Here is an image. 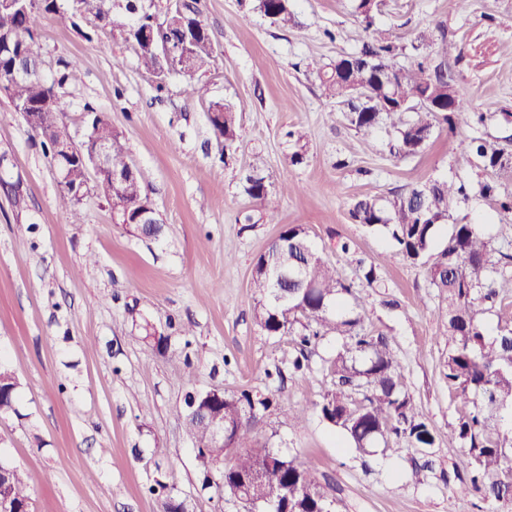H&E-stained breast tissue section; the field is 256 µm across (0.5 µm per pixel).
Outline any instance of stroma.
<instances>
[{
  "label": "stroma",
  "instance_id": "obj_1",
  "mask_svg": "<svg viewBox=\"0 0 512 512\" xmlns=\"http://www.w3.org/2000/svg\"><path fill=\"white\" fill-rule=\"evenodd\" d=\"M257 5L197 0L214 53L193 78L145 71L117 26L83 18L37 27L42 75L65 104L62 128L79 141L92 113L108 118L163 230L145 237L115 223L94 187L72 218L41 138L0 95V361L18 381L16 411L0 417V458L30 476L33 512H159L165 494L189 512H247L204 483L183 416L189 394L249 391L271 401L256 439L311 463L335 512H512L510 502L457 495L448 481L467 466L463 449L448 443L462 406L442 374L448 348L425 267L349 216L362 195L461 179L470 197L457 218L512 247V214L479 194L489 179L512 192V170L489 174L467 151L472 137L512 134V0H383L370 28L352 0H290L294 22L285 28ZM438 25L453 44L448 71L465 107L490 118L453 133L438 125L424 152L398 157L386 129L367 138L351 129L346 105L325 96L315 70L357 50L373 29L396 45L395 64L434 60L419 36ZM196 83L206 96L193 95ZM241 100L249 104L238 115L244 137L228 158L211 104ZM290 130L305 136L297 165ZM253 172L271 191L297 187L281 197L278 223H265L243 191ZM285 224L304 225L328 258L348 239L379 265L383 287L357 291L363 327L390 341L434 430L431 447L394 439L365 456L341 446L317 405L335 386L329 361L342 338L312 346L297 371L293 338L257 326L253 260ZM150 328L166 347L147 337ZM290 409L303 412L299 424L284 423Z\"/></svg>",
  "mask_w": 512,
  "mask_h": 512
}]
</instances>
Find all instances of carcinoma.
Returning a JSON list of instances; mask_svg holds the SVG:
<instances>
[{
	"label": "carcinoma",
	"instance_id": "cac0c4a2",
	"mask_svg": "<svg viewBox=\"0 0 512 512\" xmlns=\"http://www.w3.org/2000/svg\"><path fill=\"white\" fill-rule=\"evenodd\" d=\"M109 0H77L66 7L60 0H16L9 9L8 31L0 34V83L8 81L15 58L22 54L31 64L33 75L14 80L6 87V97L15 111L45 112L40 136L53 143L65 133L57 125V114L64 111L61 98L40 75L41 47L33 28L44 18L73 22L79 16L99 20L108 18ZM355 11L367 27L373 26V13L379 0H355ZM263 15L286 27L293 15L288 0H259ZM110 19V18H108ZM110 23L131 27L118 17ZM163 37L191 40L195 71L206 68L213 57L208 30L194 5L183 3L168 19ZM442 52L435 66L422 62L399 67L394 82L385 86L375 76V69L363 66L366 58L390 62L394 46L384 37L373 36L353 53L320 68L317 77L328 97L343 101L349 125L368 136L383 127L393 136L390 152L398 157L417 155L425 150L439 124L449 130L476 127L487 120L485 112H467L457 103L452 112H434L425 100L448 99L455 89L448 75V40L441 33ZM140 63L159 77H165L154 51L137 53ZM244 107L217 102L210 123L216 138L224 139V148H232L242 138L237 113ZM470 153L484 170L496 172L512 167V154L501 139L474 137ZM244 192L259 203L263 218L278 223V207L271 199L265 178L256 174L245 177ZM482 197L496 208L512 214V194L500 195L497 184H480ZM120 202L134 211L143 199L142 175L136 174L125 187L114 193ZM468 199L466 183L458 180H430L393 198L362 196L349 209L353 221L372 232H380L392 242L404 260L427 267L429 287L437 292L438 306L433 311L439 334L448 342L444 375L448 387L455 390L464 408L448 431V444L466 449L465 474H454L458 491L479 494L494 501L512 500V433L493 421V413L512 409V325L498 327L490 336L480 314L502 305L496 287L500 268L511 263L512 254L495 248L476 224L457 222L446 244L435 250L437 228L453 217L459 204ZM288 272V278L280 273ZM380 269L374 263L356 260L355 277H342L336 264L319 252L308 231L301 225H289L260 253L253 264L251 288L256 300V322L269 335L296 337L300 357L293 366L303 365L302 356L325 336H344L347 342L331 360L336 389L325 393L320 413L346 440L363 453L393 438H404L412 448H429L434 434L429 423L419 415L413 397L404 389L401 364L389 340L363 330L361 318L353 308L363 305L358 288H381ZM13 374L0 368V416L15 411ZM206 407V414H224L237 436L228 444L218 445L208 431V423L194 415L184 416L187 433L198 451L205 472L233 455L232 462L214 473L224 490L240 499L265 506L266 512H332L322 484L313 476L311 466L295 458L287 459L271 448H261L253 436L258 416L269 407L266 397L247 391L224 396V403ZM13 496L16 512H25L31 502V490L17 468L0 475V487Z\"/></svg>",
	"mask_w": 512,
	"mask_h": 512
}]
</instances>
